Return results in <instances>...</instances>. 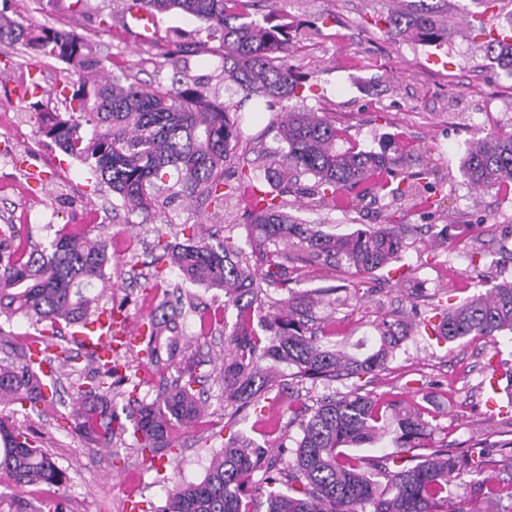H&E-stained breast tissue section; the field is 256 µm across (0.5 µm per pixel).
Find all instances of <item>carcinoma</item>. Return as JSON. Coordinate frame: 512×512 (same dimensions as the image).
I'll use <instances>...</instances> for the list:
<instances>
[{
  "mask_svg": "<svg viewBox=\"0 0 512 512\" xmlns=\"http://www.w3.org/2000/svg\"><path fill=\"white\" fill-rule=\"evenodd\" d=\"M147 11H177L206 24L205 39L181 33V47L197 43L224 60V79L235 83L244 99L289 100L304 83L288 64L285 47L297 35L285 17L253 19L247 0H139ZM388 34L406 35L424 46L448 43L447 22L412 6L381 19ZM481 38L485 56L512 74V40H498L486 28H469ZM0 44L20 46L66 65L81 79L67 83L64 111L37 107L42 133L72 158L85 164L96 181L119 195L128 214H145L159 206L161 192L196 199L222 219L240 205L243 184L255 176L245 167L235 181L225 177L231 143L241 134L238 106L213 103L186 76L171 89H147L130 75L109 70V58L98 43L66 30L19 25L0 15ZM283 147L264 170L265 180L283 188L274 193L253 188L247 214L248 249L227 237L218 246L205 242L194 224L180 229L182 240L160 239L151 266L155 278L177 268L192 284L224 290V310L235 311L225 339L224 427L244 411L256 415L253 430L263 442L234 433L224 444L205 478L170 491L165 512H498L502 490L487 457L475 465L448 450L429 445L432 425L420 408L397 396L381 401L355 386L327 396L295 415L301 438L286 445L287 432L267 429L266 403L274 389H293L307 381L330 383L343 377L377 374L387 368L408 333L432 329L437 342L453 343L468 336L494 342L512 334V281L503 280L479 291L455 307H440L438 323L406 317L374 324L375 339L363 354L339 350L319 334L314 308L342 288L317 290L318 298L297 297L295 286L332 267L346 274L373 277L392 273L408 247L402 224H365L342 236L329 235L316 224H305L288 212L284 196L292 191L308 198L315 211L335 210L341 199L352 208L366 207L360 193L369 174L384 168L392 180L373 196L400 206L416 200L441 179L437 167L410 172L407 152L395 141L380 151H364L346 139L327 113L291 108L278 121ZM460 171L476 188L497 190L512 182V134H493L470 141ZM176 175L173 186L165 179ZM308 177L311 184L302 183ZM20 237L13 224L0 228V317L10 322L21 315L47 329L65 323L85 328L101 310H117L125 319L145 325L141 344L126 343L103 359L86 353V365L66 347L42 339L40 349L9 352L0 360V474L18 490L31 484L60 487L67 477L38 437L15 425L7 409L19 405L38 414L55 408L57 380L44 363L66 367L76 376L81 397L60 418L71 421L89 444L115 448L131 433L137 451L153 459L177 448L178 432L199 417L195 393L196 363L188 356L191 339L181 318L182 300L163 303L148 316H133L126 305L102 300L112 287L107 267L112 259L101 236L58 232L46 246H36L12 258ZM143 364L180 375L150 402L135 397L137 371ZM134 406L126 421L116 410L115 397ZM392 420L397 451L381 456H348L345 448L377 442ZM277 437L270 438V435ZM427 453L421 454L419 450ZM261 477L253 479L255 473ZM481 476L474 492L482 506L456 500L452 489L467 485L465 477Z\"/></svg>",
  "mask_w": 512,
  "mask_h": 512,
  "instance_id": "cac0c4a2",
  "label": "carcinoma"
}]
</instances>
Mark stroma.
<instances>
[{
    "instance_id": "35a3bbf8",
    "label": "stroma",
    "mask_w": 512,
    "mask_h": 512,
    "mask_svg": "<svg viewBox=\"0 0 512 512\" xmlns=\"http://www.w3.org/2000/svg\"><path fill=\"white\" fill-rule=\"evenodd\" d=\"M111 9L110 0H44L42 11H32L28 0H8L10 17L17 22L71 30L91 38L108 52L114 73L136 76L151 87H167L174 71L186 72L210 99L241 103V136L232 144L234 161L249 163L270 156L279 146L274 122L287 102L272 104L245 99L238 87L225 84L219 57L176 47L173 30L197 31L203 22L177 12L158 16L156 38L131 43L124 26V5ZM405 0H255V15L273 11L300 26L288 46V62L306 74L308 88L298 107L333 113L338 127L366 151L379 150L388 134L410 142V171L425 166L442 169L445 178L435 187L437 206L424 210L409 204L398 210L400 223L415 226L414 245L404 255L401 272L418 282L421 294L410 300L397 279L355 278L363 301H337L333 312L342 342L372 339L371 321L395 317L411 303L427 307L456 306L481 290L489 280L512 276V195L474 189L459 172L467 141L488 133L512 132V77L491 65L466 31L472 14H485L492 27L505 24L512 10L488 8L485 0H424L433 15L447 19L448 43L443 62L429 63V47L392 37L377 28L375 19L387 16ZM34 74L43 87L34 98L11 97L17 72ZM64 74L42 57L17 62L11 49L0 45V100L13 114L29 111L32 100L60 106L58 97H44L47 88L62 86ZM12 145L13 156L0 159V225L24 223V238L48 244L63 226L78 224L103 234L117 249L108 273L113 304L128 303L146 315L163 300L191 297L195 310L184 321L187 335H195L200 316L225 314L212 325L208 337L193 343L190 352L203 380L199 385L204 421L181 438L178 450L144 462L132 446L98 448L86 444L63 420L16 409L17 426L37 433L44 450L65 471L62 488L28 487L16 491L0 476V512H21L20 502L41 506L61 501L64 512H162L169 491L177 484L200 482L214 456L224 446L223 381L224 326L234 313L224 310L223 291L183 282L168 273L161 287L143 290L151 274V254L158 237L173 238L180 225L195 224L202 237L219 243L232 237L246 247L244 227L210 219L201 203L178 198L155 214L128 215L119 198L96 186L85 166L46 138L37 124L22 123ZM66 175L70 183L62 197L38 191L39 182ZM292 214L336 235L362 224L386 223L388 212L377 203L354 211L340 208L310 212L302 198L290 197ZM448 240L436 244L440 229ZM493 362L499 376L512 373V337L488 343L468 337L437 344L416 330L403 343L388 369L362 376L360 382L373 397L400 395L420 404L435 420L431 441L479 457L507 438L508 418L503 408L512 398L484 387V367Z\"/></svg>"
}]
</instances>
